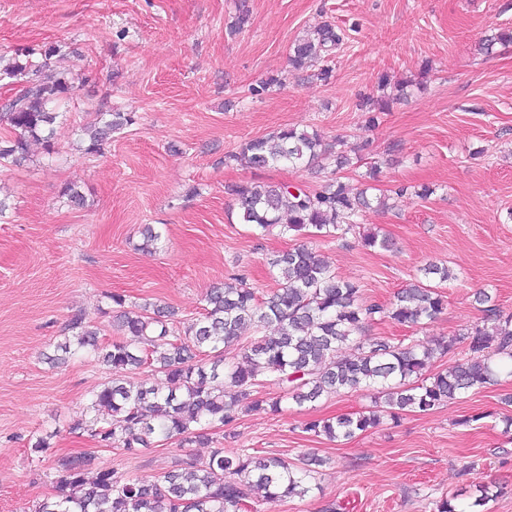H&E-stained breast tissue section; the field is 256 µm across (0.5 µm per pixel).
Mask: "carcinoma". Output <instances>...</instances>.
I'll use <instances>...</instances> for the list:
<instances>
[{
    "label": "carcinoma",
    "mask_w": 512,
    "mask_h": 512,
    "mask_svg": "<svg viewBox=\"0 0 512 512\" xmlns=\"http://www.w3.org/2000/svg\"><path fill=\"white\" fill-rule=\"evenodd\" d=\"M343 43L344 34L332 25L316 27L292 42V70L317 66ZM58 53L59 47L50 46L40 52V61L18 60L0 72V77L25 82L22 93L0 110V122L10 129L0 137L1 162L24 164L32 142L50 149L53 125L60 117L52 105L70 94L79 80L67 70L48 73ZM392 101L383 95L361 103L366 122L376 126ZM133 121L129 112L97 113L95 122L83 128V151H101L113 133ZM229 159L252 168L332 165L335 173L361 162L357 149L335 151L319 132L292 127L248 140ZM380 168L378 162L371 164L357 187L334 177L314 192L272 183H242L231 192L240 221L258 233L277 227L285 235L328 237L352 225V218L362 212L389 208V197L375 193L373 185ZM141 235L140 250L158 249L161 234L154 227H143ZM362 244L392 248L389 238L375 232L364 234ZM266 263L277 279L275 290L260 296L246 276L238 275L222 288H211L201 317L183 328L163 306L145 303L126 309L124 297L112 294L109 299L122 308V336L105 344L98 326L83 313L74 314L68 327L76 334L64 338L57 349L98 354L113 378L93 393L91 417L75 422L71 430L128 456L173 438L188 444L202 426L234 422L253 388L269 381L300 408L346 390L374 392L369 411L304 424L315 436L349 440L375 428L384 413L394 419L407 410L425 413L490 385L501 363L512 362V313H504L485 291L475 294L482 323L454 336L406 345L388 336H362L365 326L376 321L411 327L433 322L446 309L442 288L455 279L445 266H424L393 299L376 301L362 297L357 284L336 276L306 244L275 252ZM269 325L276 327L273 336L265 334ZM247 327L255 331L249 339L242 336ZM464 341L479 357L428 372L436 359ZM234 346L242 350L240 361L224 362V352ZM345 348L350 354L342 358L339 352ZM144 366L161 378L150 386L126 380L128 372ZM325 464L319 458L296 464L244 449L227 454L215 448L208 461L175 468L163 479L148 482L116 469L99 470L90 478V459L75 456L59 460L51 478L58 494L44 499L36 512H263L266 504L307 495L315 468ZM502 493L501 487L483 489L467 504L445 497L435 502L434 512H489L488 503Z\"/></svg>",
    "instance_id": "obj_1"
}]
</instances>
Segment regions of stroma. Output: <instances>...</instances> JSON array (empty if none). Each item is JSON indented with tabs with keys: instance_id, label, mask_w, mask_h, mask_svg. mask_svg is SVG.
<instances>
[{
	"instance_id": "obj_1",
	"label": "stroma",
	"mask_w": 512,
	"mask_h": 512,
	"mask_svg": "<svg viewBox=\"0 0 512 512\" xmlns=\"http://www.w3.org/2000/svg\"><path fill=\"white\" fill-rule=\"evenodd\" d=\"M239 0H0V67L22 53L61 45L58 66L89 74L59 105L52 153L32 146L21 167H0V512H35L53 495L59 457L90 454L93 469L114 468L154 480L175 462L208 459L213 448L246 449L297 461L328 463L317 489L267 505L266 512H432L457 495L469 502L493 483L508 494L491 512H512V377L501 375L426 413L332 442L304 432L310 418L365 410V391L330 394L300 408L278 386L256 388L255 406L237 421L187 445L169 440L137 457L69 432L88 418L89 397L112 373L91 355L54 365L56 345L72 314L104 331L111 294L127 307L160 302L188 322L200 316L208 288L244 271L266 292L276 282L265 254L293 238L252 236L241 224L230 187L246 182L320 189L315 169H252L230 161L244 141L282 127L317 130L326 140L361 147L364 162H381L377 186L392 207L360 216L354 230L313 245L336 275L364 297L386 300L434 261L456 275L447 308L425 327L388 321L365 337L424 340L480 323L473 301L488 290L512 312V44L480 46L512 29V0H249L243 30L233 22ZM329 22L347 40L328 59V80L294 74L290 44ZM408 81L379 126L365 122L360 101L381 94L379 80ZM261 95L252 87L268 77ZM131 112L135 122L114 133L103 153L79 148L83 127L99 112ZM426 184L429 198L397 195ZM75 186L84 206L62 191ZM153 225L159 249H138ZM380 229L395 250H367L359 235ZM281 400L280 413L269 401ZM481 419L470 422L469 417ZM48 436L43 457L30 454Z\"/></svg>"
}]
</instances>
